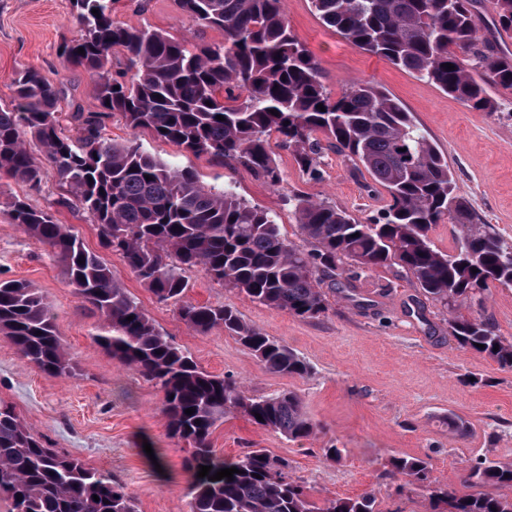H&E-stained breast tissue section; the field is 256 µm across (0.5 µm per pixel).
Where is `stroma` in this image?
Wrapping results in <instances>:
<instances>
[{
	"label": "stroma",
	"instance_id": "stroma-1",
	"mask_svg": "<svg viewBox=\"0 0 512 512\" xmlns=\"http://www.w3.org/2000/svg\"><path fill=\"white\" fill-rule=\"evenodd\" d=\"M284 7L292 32L318 60L332 96L360 81L385 88L447 156L460 192L478 214L512 239V121L474 111L433 84L352 47L322 23L310 0H285ZM112 18L192 43L224 39L220 29L186 18L178 0H114ZM73 34L71 0H0V106L12 104L15 72L32 66L58 88L57 109L67 130L75 128L72 113L94 111L87 73L65 64L60 55L61 44ZM106 127L118 142L137 136L144 150L192 169L205 186H235L248 203L275 212L282 233L292 241L299 238L288 202L293 193L335 204L363 223L379 217L388 201L386 191L366 171L354 170L332 151L322 159V178L314 180L278 138H271L282 175L274 187L237 162L177 151L146 131L131 133L120 113H113ZM17 199L68 225L199 367L237 379L254 397L282 390L301 396L315 425L311 437L294 441L230 412L211 436L217 456L266 449L287 464L289 476L305 486L314 502L371 491L380 512H433L428 487L403 486L390 476L391 457L427 459L438 486L451 489L461 488L476 457L512 464V370L450 337L447 311L426 300L400 268L363 273L351 300L327 291L328 310L317 319L258 304L201 271H187V300L231 306L246 322L304 357L308 375L288 376L269 371L223 329L201 335L188 328L173 305L158 301L118 254L101 246L86 214L64 203L52 168H45L36 189L2 179L0 279L28 282L50 303L57 334L75 369L67 377L47 374L0 341V402L11 405L46 447L120 481L137 512H187L186 444L168 431L162 392L113 361L95 342L101 321L75 295L62 264L11 223L9 204ZM459 310L492 319L501 336L512 342V288L490 287L480 297L461 302ZM451 415L466 424V436L449 432ZM147 441L162 457L163 472L151 467L143 449ZM327 448L340 449V460H327Z\"/></svg>",
	"mask_w": 512,
	"mask_h": 512
}]
</instances>
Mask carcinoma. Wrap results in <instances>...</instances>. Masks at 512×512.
<instances>
[{"instance_id": "cac0c4a2", "label": "carcinoma", "mask_w": 512, "mask_h": 512, "mask_svg": "<svg viewBox=\"0 0 512 512\" xmlns=\"http://www.w3.org/2000/svg\"><path fill=\"white\" fill-rule=\"evenodd\" d=\"M482 2L311 0L322 22L353 47L476 112H498L502 104L490 89H512V52L478 34ZM71 3L75 31L61 56L89 75L97 111L75 113L79 127L67 135L56 111L57 88L33 67L17 71L14 104L0 107V179L36 186L43 164L51 166L73 207L96 225L103 246L121 255L159 301L177 306L200 334L222 328L236 336L273 372L303 376L309 367L232 307L185 300V270L197 268L267 307L317 319L328 310L325 282L351 299L352 282L363 273L397 266L416 279L426 299L448 309L449 336L512 370V342L490 320L457 309L492 284L512 288V241L483 222L459 192L448 158L397 98L361 82L331 97L318 61L290 29L283 0H178L187 18L224 31V42L196 46L116 23L112 0ZM490 3L494 21L511 28L512 0ZM117 52L126 58L122 70L112 69ZM114 112L135 133L148 130L180 151L235 161L274 186L281 174L271 135L313 177L328 149L365 169L389 201L379 218L362 224L334 204L294 194L289 202L304 241L296 245L282 235L276 214L247 203L233 187L207 188L192 170L146 153L134 138L112 141L104 129ZM33 143L41 156L31 151ZM10 219L64 265L75 295L103 322L94 340L162 391L170 433L191 447L189 512H378L370 492L317 506L288 476L286 464L263 448L217 457L210 436L229 410L290 440L310 437L314 425L301 398L291 391L253 397L235 379L199 368L67 225L20 199L10 203ZM448 220L459 233L446 254L429 232ZM0 334L41 370L72 372L51 307L30 284L0 281ZM188 408L195 412L186 414ZM201 465L211 467L204 478L198 477ZM389 465L408 484H433L423 458L394 457ZM231 467L238 469L233 479L209 480ZM1 493L9 512H135L121 482L45 447L2 403ZM431 498L441 512H512V465L477 458L464 489L435 488Z\"/></svg>"}]
</instances>
